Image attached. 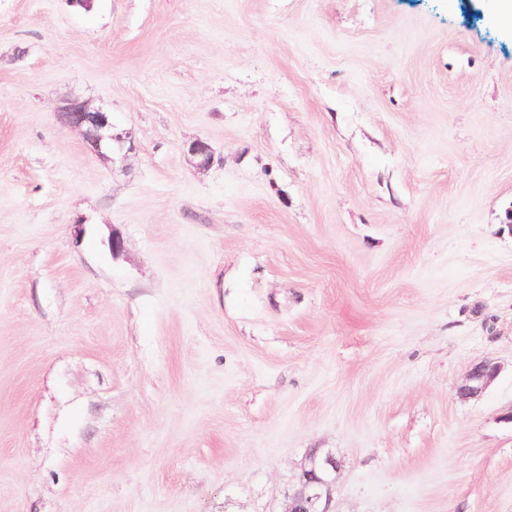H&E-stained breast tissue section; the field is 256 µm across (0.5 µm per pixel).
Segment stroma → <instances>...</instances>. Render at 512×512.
I'll return each mask as SVG.
<instances>
[{"mask_svg": "<svg viewBox=\"0 0 512 512\" xmlns=\"http://www.w3.org/2000/svg\"><path fill=\"white\" fill-rule=\"evenodd\" d=\"M494 4L0 0V512H512ZM59 122L83 136L89 149L100 157L106 152L122 153L134 147L133 131L116 124L111 112L91 107L87 100L68 99L57 109ZM501 366L492 359H484L473 365L466 377L465 383L459 388V394L473 397L480 394L499 374ZM340 464L329 450L314 448L301 466L296 483L284 492L283 512H334L330 509Z\"/></svg>", "mask_w": 512, "mask_h": 512, "instance_id": "1", "label": "stroma"}]
</instances>
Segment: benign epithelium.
Masks as SVG:
<instances>
[{
	"label": "benign epithelium",
	"mask_w": 512,
	"mask_h": 512,
	"mask_svg": "<svg viewBox=\"0 0 512 512\" xmlns=\"http://www.w3.org/2000/svg\"><path fill=\"white\" fill-rule=\"evenodd\" d=\"M59 122L83 136L89 149L100 157L106 153H121L134 147L133 131L116 124L112 113L94 108L86 100L68 99L57 109ZM187 153L195 159V165L207 169L213 163L210 145L201 139L192 142ZM501 366L492 359H484L473 365L459 394L473 397L480 394L499 374ZM340 464L329 450L313 449L301 466L296 483L284 492V512H333L330 509Z\"/></svg>",
	"instance_id": "benign-epithelium-1"
}]
</instances>
